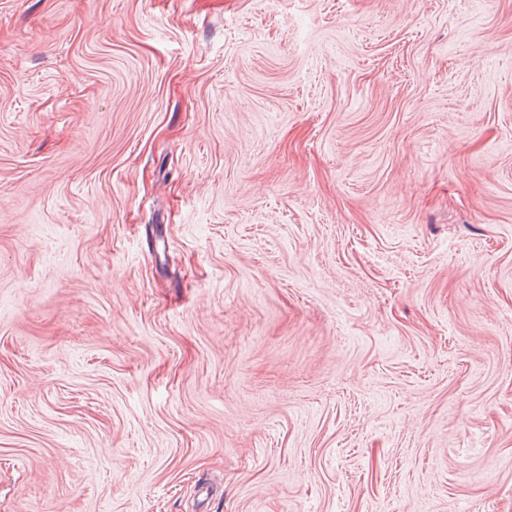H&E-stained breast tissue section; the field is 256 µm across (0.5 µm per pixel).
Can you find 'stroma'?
I'll list each match as a JSON object with an SVG mask.
<instances>
[{
    "mask_svg": "<svg viewBox=\"0 0 512 512\" xmlns=\"http://www.w3.org/2000/svg\"><path fill=\"white\" fill-rule=\"evenodd\" d=\"M0 512H512V0H0Z\"/></svg>",
    "mask_w": 512,
    "mask_h": 512,
    "instance_id": "35a3bbf8",
    "label": "stroma"
}]
</instances>
